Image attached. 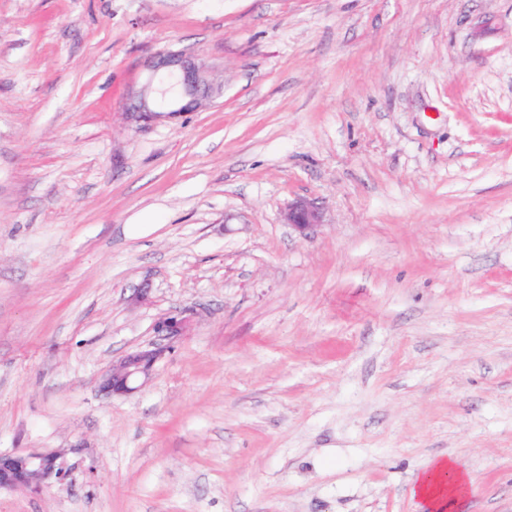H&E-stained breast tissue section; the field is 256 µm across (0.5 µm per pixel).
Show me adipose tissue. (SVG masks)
<instances>
[{
  "mask_svg": "<svg viewBox=\"0 0 512 512\" xmlns=\"http://www.w3.org/2000/svg\"><path fill=\"white\" fill-rule=\"evenodd\" d=\"M469 491V479L457 461L435 459L417 477L412 494L426 512H457Z\"/></svg>",
  "mask_w": 512,
  "mask_h": 512,
  "instance_id": "1",
  "label": "adipose tissue"
}]
</instances>
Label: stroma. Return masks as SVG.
I'll return each mask as SVG.
<instances>
[{"mask_svg": "<svg viewBox=\"0 0 512 512\" xmlns=\"http://www.w3.org/2000/svg\"><path fill=\"white\" fill-rule=\"evenodd\" d=\"M163 50L224 94L134 120ZM56 450L0 512H421L437 457L512 512V0H0V452ZM283 221L299 236L308 237L315 226L323 224V213L315 202L298 199L288 205L283 213ZM192 314L190 310H186L178 315L160 318L155 326L157 336L168 342L186 336L192 322ZM169 347V344L155 343L131 350L112 364L102 379L101 388L116 395L139 390L150 378L156 363Z\"/></svg>", "mask_w": 512, "mask_h": 512, "instance_id": "obj_1", "label": "stroma"}]
</instances>
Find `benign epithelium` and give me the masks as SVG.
Wrapping results in <instances>:
<instances>
[{"label": "benign epithelium", "instance_id": "benign-epithelium-1", "mask_svg": "<svg viewBox=\"0 0 512 512\" xmlns=\"http://www.w3.org/2000/svg\"><path fill=\"white\" fill-rule=\"evenodd\" d=\"M144 81L129 88L124 111L139 121H150L160 113L195 112L204 103L223 95L224 85L211 78L210 68L183 51H159L146 64ZM283 221L299 236L306 237L323 223V213L315 202L298 199L288 205ZM192 312L160 318L155 326L163 343L136 348L112 364L101 388L124 395L139 390L150 378L156 363L168 351L169 343L187 335ZM60 452L0 453V489L41 488L48 481H60L64 470Z\"/></svg>", "mask_w": 512, "mask_h": 512}]
</instances>
